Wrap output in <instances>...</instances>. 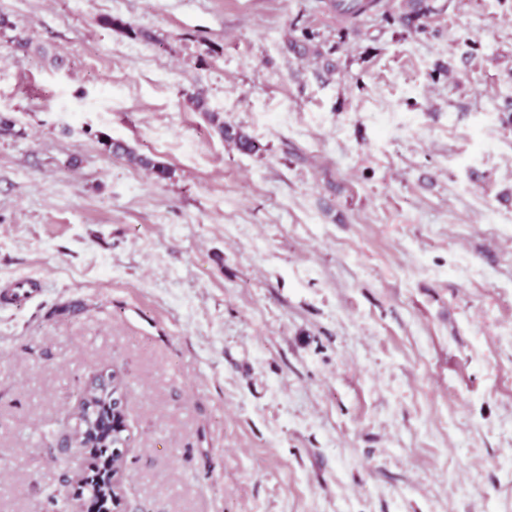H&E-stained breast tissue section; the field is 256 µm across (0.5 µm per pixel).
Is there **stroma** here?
<instances>
[{"mask_svg":"<svg viewBox=\"0 0 512 512\" xmlns=\"http://www.w3.org/2000/svg\"><path fill=\"white\" fill-rule=\"evenodd\" d=\"M428 2L0 0V512L114 368L128 512H512V0ZM187 97L196 110L205 113L217 133L225 140L234 143L239 151L250 153L258 149L250 136L242 130L224 123V119L221 118L219 112H210L206 99L201 92H192ZM104 145L115 156L124 157L135 166L142 167L156 176V178H166L169 174L168 168L152 158L136 153L130 147L121 143L106 141Z\"/></svg>","mask_w":512,"mask_h":512,"instance_id":"35a3bbf8","label":"stroma"}]
</instances>
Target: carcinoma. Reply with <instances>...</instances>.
I'll list each match as a JSON object with an SVG mask.
<instances>
[{
    "mask_svg": "<svg viewBox=\"0 0 512 512\" xmlns=\"http://www.w3.org/2000/svg\"><path fill=\"white\" fill-rule=\"evenodd\" d=\"M341 13L355 18L365 12L366 3L363 0H349L347 3H332ZM408 10L403 12V19L410 22L432 11L427 0H408ZM193 107L205 113L209 122L217 133L225 140L234 143L242 152H253L257 145L250 136L242 130L224 123L220 113L211 112L207 107L205 97L200 92L188 95ZM107 149L114 155L124 157L135 166L142 167L156 177L164 179L168 176V168L152 158L136 153L130 147L121 143L105 142ZM72 444L76 448L87 450L90 455V465L97 468L99 465L98 451L109 452V462L112 466L110 476H104L99 481L87 480L85 485L93 494L103 496L112 501V509L125 506L121 479L126 468V453L130 447V436L127 430L124 410L112 408V396L109 391L95 383L87 382L80 393L76 423L69 430Z\"/></svg>",
    "mask_w": 512,
    "mask_h": 512,
    "instance_id": "carcinoma-1",
    "label": "carcinoma"
}]
</instances>
